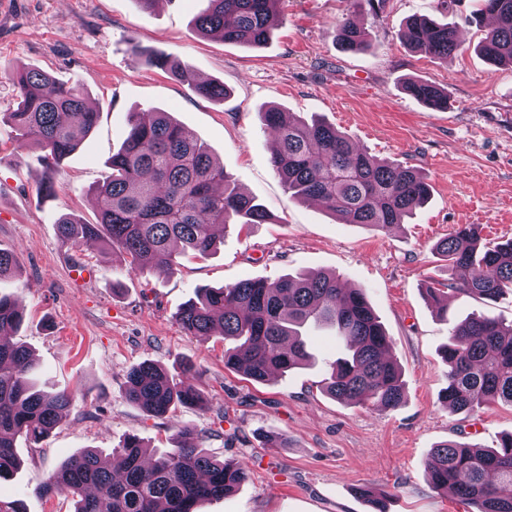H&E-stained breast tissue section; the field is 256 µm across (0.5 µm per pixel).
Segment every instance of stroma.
Listing matches in <instances>:
<instances>
[{"label": "stroma", "instance_id": "1", "mask_svg": "<svg viewBox=\"0 0 512 512\" xmlns=\"http://www.w3.org/2000/svg\"><path fill=\"white\" fill-rule=\"evenodd\" d=\"M206 0H0V113L16 108L13 73L32 67L79 85L99 113L94 130L65 157L56 193L41 194L40 154L17 147L0 125V249L14 252L21 274L0 281L17 298L24 322L15 340L33 354L37 383L68 391L75 402L41 444L20 448L21 469L0 480V498L26 512H73L62 494L33 489L84 449L112 456L124 438L149 451L173 446L170 422L147 416L123 395L128 371L151 360L180 374L209 400L175 411L201 435L200 447L246 469L231 494L199 512H368L359 487L385 495L387 512H471L433 489L425 461L444 441L498 447L512 434V406L472 414L448 409L441 349L453 327L473 313L512 322V297L484 304L449 293L447 314L427 301L424 285L447 282L434 244L463 224L484 241L512 238V67L493 66L475 46L485 26L471 23L475 0H280L279 22L258 48L199 35L195 16ZM353 15L366 32L361 50L342 49L336 25ZM428 16L461 29V49L430 58L399 38L408 19ZM178 60L201 78L222 82L224 100L198 96L171 72L129 53L130 44ZM436 85L448 107L435 110L411 96L407 80ZM277 108L296 119L335 126L370 154L419 170L430 198L409 223L384 233L339 224L325 208L296 198L271 163L274 136L260 114ZM163 111L195 138L241 191L256 198L272 223L231 224L217 253L184 257L175 272L127 275L101 243L61 241L63 214L96 222V184L110 173L133 112ZM332 272L365 293L391 339L406 399L376 410L337 401L322 390L329 365L345 350L329 326L308 330L311 366L257 383L224 366V339L185 335L175 315L198 288L244 279ZM283 434L268 448L262 434Z\"/></svg>", "mask_w": 512, "mask_h": 512}]
</instances>
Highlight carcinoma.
Masks as SVG:
<instances>
[{
  "mask_svg": "<svg viewBox=\"0 0 512 512\" xmlns=\"http://www.w3.org/2000/svg\"><path fill=\"white\" fill-rule=\"evenodd\" d=\"M195 18L196 30L228 43L262 45L269 37L280 0H207ZM472 20L494 16L478 50L490 63L512 65V0H475ZM337 38L349 50L365 44L363 28L345 18ZM406 43L435 59L447 60L462 46L459 31L428 17L413 18L403 33ZM153 65L174 72L205 98L224 99V84L199 82L165 55ZM19 102L0 113V123L16 132L19 148L43 152V190L55 189L60 160L79 146L75 131L86 134L98 113L81 90L36 69L17 73ZM407 91L435 109L448 108V93L411 81ZM261 121L276 137L272 164L295 196L317 199L340 224H362L387 231L403 224L430 196L417 170L381 162L320 120H288L269 108ZM112 177L95 192L103 203L97 222L63 216L60 236L79 245L95 239L117 250L130 273L149 266L174 270L187 254L205 257L217 249L215 228L266 224L268 212L240 193L208 147L190 137L163 112H134L120 149L110 159ZM434 250L448 262V286L485 302L512 295V239L483 243L473 227L461 225L439 240ZM15 253L0 250V278L17 274ZM190 336H222L224 367L263 382L312 359L306 327L328 323L351 341L349 352L330 364L323 390L339 401L392 409L404 399L405 383L396 360L387 356L390 338L364 293L343 288L334 273L287 275L276 281L246 279L219 288H202L177 317ZM23 313L0 296V479L20 466L18 443L38 445L66 416L74 395L38 390L27 377L28 347L4 333L16 330ZM448 386L441 397L456 412L470 414L493 403L512 405V324L473 313L456 325L443 350ZM127 402L151 417L177 406L204 409L201 392L178 381L150 360L133 367L124 386ZM181 443L147 458L141 441L129 437L117 449L121 474L115 475L94 450L64 462L36 491L65 494L74 512H198L206 500L233 492L247 478L233 462L215 459L196 443V430L177 424ZM426 467L437 491H450L473 512H512V434L496 449L446 441L430 453Z\"/></svg>",
  "mask_w": 512,
  "mask_h": 512,
  "instance_id": "cac0c4a2",
  "label": "carcinoma"
}]
</instances>
